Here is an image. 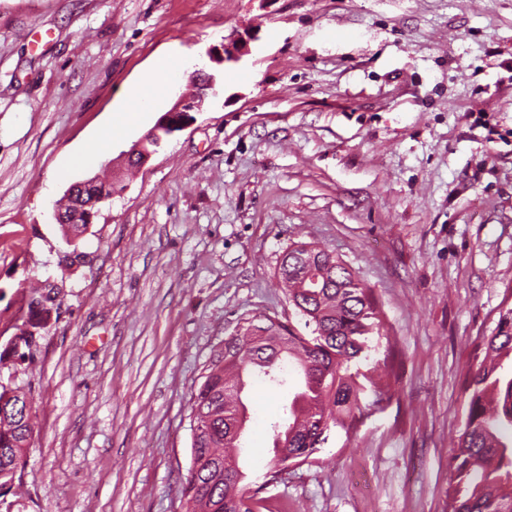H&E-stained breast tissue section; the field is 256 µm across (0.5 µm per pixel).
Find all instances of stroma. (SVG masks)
<instances>
[{"mask_svg": "<svg viewBox=\"0 0 512 512\" xmlns=\"http://www.w3.org/2000/svg\"><path fill=\"white\" fill-rule=\"evenodd\" d=\"M249 35L239 62L207 52ZM223 78L142 171L119 156L165 112L95 141L165 56ZM112 126V125H111ZM124 191L68 247L53 207ZM295 243L373 290L393 395L267 484L289 402L252 381L249 490L288 512H446L473 342L512 306V0H0V332L44 283L12 374L37 424L0 512H181L189 399L242 319L303 330L276 278Z\"/></svg>", "mask_w": 512, "mask_h": 512, "instance_id": "35a3bbf8", "label": "stroma"}]
</instances>
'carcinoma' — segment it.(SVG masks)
Returning <instances> with one entry per match:
<instances>
[{"mask_svg":"<svg viewBox=\"0 0 512 512\" xmlns=\"http://www.w3.org/2000/svg\"><path fill=\"white\" fill-rule=\"evenodd\" d=\"M114 184L78 190L81 204L108 199ZM288 303L305 318V336L277 320L243 322L224 339V353L204 366L190 397L191 461L181 490L182 512H288V503L245 498L239 455L245 438L241 392L247 371L283 386V364L303 382L283 418L272 426L273 457L266 478L278 481L308 462L332 427L356 432L373 405L389 398L391 371L369 359L373 335L384 327L372 288L328 250L306 243L288 248L278 270ZM50 309L27 307L14 340L0 352V368L28 359L33 332ZM473 365L463 390L466 416L448 455V512H512V307L499 313L488 336L473 342ZM36 407L30 392L0 381V497L11 493L27 462Z\"/></svg>","mask_w":512,"mask_h":512,"instance_id":"cac0c4a2","label":"carcinoma"}]
</instances>
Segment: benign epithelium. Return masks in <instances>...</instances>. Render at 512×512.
Listing matches in <instances>:
<instances>
[{"label": "benign epithelium", "instance_id": "obj_1", "mask_svg": "<svg viewBox=\"0 0 512 512\" xmlns=\"http://www.w3.org/2000/svg\"><path fill=\"white\" fill-rule=\"evenodd\" d=\"M247 52V39L235 34L230 38L229 43L222 45V49H216L210 52V55L219 63H237ZM191 81L196 85L197 92L195 95L189 99L183 96L178 97L171 108L160 115L153 128L128 151L122 153V158L125 161L133 163L137 169L144 167L170 136L183 131L193 122V113L202 112L209 95L217 94L215 75L203 69H198L192 72ZM85 185L86 182L82 181L69 187L64 201L56 206L55 219L57 223H67V217L64 213L65 204L69 203L74 207L80 206V203L76 202L77 190Z\"/></svg>", "mask_w": 512, "mask_h": 512}]
</instances>
